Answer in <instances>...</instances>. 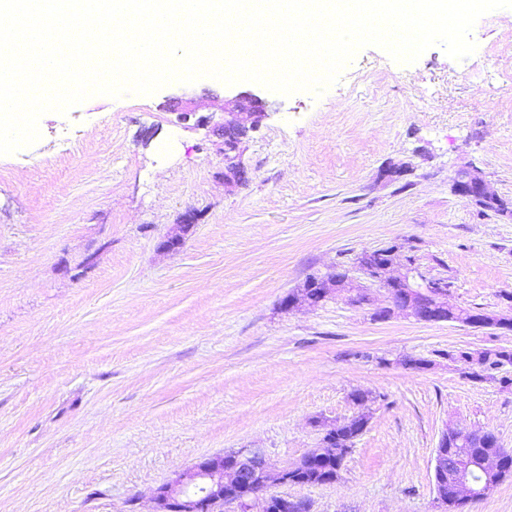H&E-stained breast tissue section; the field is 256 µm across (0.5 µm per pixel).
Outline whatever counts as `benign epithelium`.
<instances>
[{
    "label": "benign epithelium",
    "mask_w": 512,
    "mask_h": 512,
    "mask_svg": "<svg viewBox=\"0 0 512 512\" xmlns=\"http://www.w3.org/2000/svg\"><path fill=\"white\" fill-rule=\"evenodd\" d=\"M234 104L237 111L224 113L223 122L218 125L224 136L226 182H239L246 176L240 144L248 128L240 119V111H246L254 126L267 116L266 102L257 95L240 93L235 96ZM454 189L483 207L512 214L508 203L489 191L476 169L461 171ZM402 248L403 245L398 243L382 247L388 254V261L377 268L357 260L341 276L334 269L318 276L320 300L343 294L353 305H368V290L375 286L384 291V300L371 314L375 321L405 316L425 323L446 322L448 316L444 311L452 309L469 326L505 332L512 330V314L487 309L459 311L451 300L452 284L448 278L421 270L409 256L405 257V272L399 277L391 276L390 271ZM309 288L311 285L306 282L290 292L284 303L285 309L314 305ZM490 443L491 447L477 457L450 453L446 445L438 443L433 465V485L438 501L445 500L444 488L449 487L455 492L459 508L463 509L478 499L480 485L498 478L503 462L512 451L499 447L494 438ZM231 457L235 461L232 467L224 466V456H215L196 463L160 485L154 492L152 512H224V508L230 506L235 512H253L257 502L261 503V512H266V490L273 485L288 484V471L304 463L300 459L290 466L273 470L264 451L252 447L240 448L232 452Z\"/></svg>",
    "instance_id": "benign-epithelium-1"
}]
</instances>
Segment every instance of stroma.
<instances>
[{
	"mask_svg": "<svg viewBox=\"0 0 512 512\" xmlns=\"http://www.w3.org/2000/svg\"><path fill=\"white\" fill-rule=\"evenodd\" d=\"M472 38L459 61L364 47L319 97L212 78L94 96L0 155V512H152L205 458L299 460L313 420L353 415L357 390L370 421L336 481L282 489L312 512H444L433 458L449 426L512 449V364L480 381L455 358L510 350L512 333L377 322L342 295L281 309L310 275L392 243L448 276L459 306L501 309L512 217L453 184L472 167L512 201V11ZM242 92L268 115L242 146L246 181L228 184L215 105Z\"/></svg>",
	"mask_w": 512,
	"mask_h": 512,
	"instance_id": "stroma-1",
	"label": "stroma"
}]
</instances>
